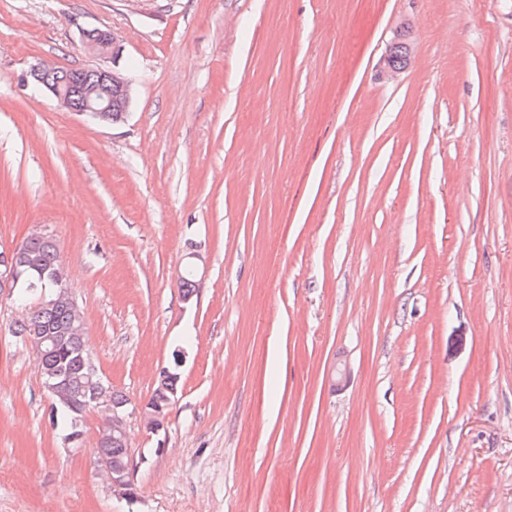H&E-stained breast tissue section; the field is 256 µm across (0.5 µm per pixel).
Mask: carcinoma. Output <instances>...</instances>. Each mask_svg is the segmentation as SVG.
Returning a JSON list of instances; mask_svg holds the SVG:
<instances>
[{
  "label": "carcinoma",
  "instance_id": "obj_1",
  "mask_svg": "<svg viewBox=\"0 0 512 512\" xmlns=\"http://www.w3.org/2000/svg\"><path fill=\"white\" fill-rule=\"evenodd\" d=\"M14 257L44 271L43 278L27 280L16 290L15 302L23 305L33 299L35 305L15 324L14 335L27 337L42 329L50 336H60L57 345L36 354V360L42 384H59L50 423L68 437L82 424L83 412L94 406L82 371V357L87 355L84 335L71 332L74 327L86 326L84 313L69 303L56 302L67 278L58 246L48 233L36 231L23 239L14 246Z\"/></svg>",
  "mask_w": 512,
  "mask_h": 512
}]
</instances>
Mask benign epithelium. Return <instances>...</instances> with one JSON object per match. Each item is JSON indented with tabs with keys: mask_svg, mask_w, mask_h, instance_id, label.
<instances>
[{
	"mask_svg": "<svg viewBox=\"0 0 512 512\" xmlns=\"http://www.w3.org/2000/svg\"><path fill=\"white\" fill-rule=\"evenodd\" d=\"M83 43L90 52L104 59L115 61L122 52L120 39L109 29L97 28L92 32H84ZM59 73L60 69L38 62L31 66L28 78L31 83L54 97L60 106L90 117L102 125L112 124V91L120 93L124 108L130 106L131 83L113 68L94 67L89 78L68 75L61 79ZM23 276L24 272L17 262L9 257L0 270V285L13 291ZM94 401L103 413L112 414V435L99 438L96 442L99 464L112 489L131 498L134 496L132 474L136 464L132 459L126 465L120 464L112 459L107 450L114 442L129 444L126 429L128 402L104 396H96Z\"/></svg>",
	"mask_w": 512,
	"mask_h": 512,
	"instance_id": "obj_1",
	"label": "benign epithelium"
}]
</instances>
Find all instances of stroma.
<instances>
[{
	"label": "stroma",
	"mask_w": 512,
	"mask_h": 512,
	"mask_svg": "<svg viewBox=\"0 0 512 512\" xmlns=\"http://www.w3.org/2000/svg\"><path fill=\"white\" fill-rule=\"evenodd\" d=\"M94 27L112 126L24 81L103 66ZM36 228L134 405L135 496L101 412L52 427L0 293V512H512V0H0V249ZM85 47L98 57L112 60V69L104 67L92 68V77L67 75L60 79V68L38 62L31 66L26 82L40 87L44 92L56 99L61 107L78 112L97 121L102 125H112L122 121L127 114L132 99L130 81L114 69L117 58L122 52L118 36L109 29L96 28L83 33ZM29 78V79H28ZM116 90L120 97L112 99V91Z\"/></svg>",
	"instance_id": "obj_1"
}]
</instances>
